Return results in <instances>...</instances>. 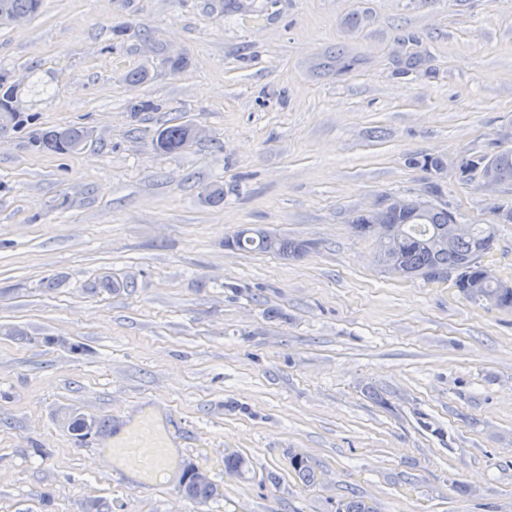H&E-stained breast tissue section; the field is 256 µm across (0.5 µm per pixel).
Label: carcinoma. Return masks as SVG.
Segmentation results:
<instances>
[{"label":"carcinoma","mask_w":512,"mask_h":512,"mask_svg":"<svg viewBox=\"0 0 512 512\" xmlns=\"http://www.w3.org/2000/svg\"><path fill=\"white\" fill-rule=\"evenodd\" d=\"M42 0H0L8 12L22 18L34 15ZM21 92L20 86L8 82L7 77L0 75V115H7L9 122H21L20 113L15 109ZM189 125L186 123L171 124L161 129L156 137V145L164 153H177L184 150L192 142L188 135ZM85 130L70 126L35 132L31 135L30 145L39 152L52 151L57 153L74 152L86 146ZM492 165L502 184H512V151L499 153L487 160L470 161L466 170L484 175L487 165ZM454 219L453 214L444 207L431 206L421 215L411 210L390 211L385 214V223L396 224L399 233L396 238L380 250L383 259L382 267L390 271L392 267H400L405 275L428 278L432 270H456L464 267L467 261L478 253L493 248L496 230L493 224H471L468 232L442 245L433 244V239L448 232V224ZM228 245L241 251L270 253L283 258L300 257L313 248V244L297 241L277 235L270 238L256 230L251 235H244L238 229ZM472 275L464 273L460 277L459 291L468 299L482 302L490 296L497 295L498 288L493 280H486L477 286L471 285ZM181 490L188 498L206 501L216 494L214 483L197 480L192 477H181Z\"/></svg>","instance_id":"obj_1"}]
</instances>
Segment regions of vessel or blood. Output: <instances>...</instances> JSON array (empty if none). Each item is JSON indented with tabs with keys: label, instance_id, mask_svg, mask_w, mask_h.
Wrapping results in <instances>:
<instances>
[{
	"label": "vessel or blood",
	"instance_id": "1",
	"mask_svg": "<svg viewBox=\"0 0 512 512\" xmlns=\"http://www.w3.org/2000/svg\"><path fill=\"white\" fill-rule=\"evenodd\" d=\"M171 435L146 411L122 436L107 440L103 451L113 473L135 474L142 487L157 485L173 464Z\"/></svg>",
	"mask_w": 512,
	"mask_h": 512
}]
</instances>
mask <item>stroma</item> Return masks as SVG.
<instances>
[{
    "instance_id": "stroma-1",
    "label": "stroma",
    "mask_w": 512,
    "mask_h": 512,
    "mask_svg": "<svg viewBox=\"0 0 512 512\" xmlns=\"http://www.w3.org/2000/svg\"><path fill=\"white\" fill-rule=\"evenodd\" d=\"M0 72L45 87L0 129V512H512V310L384 272L351 226L434 183L461 224L512 207L460 171L512 150V0H43ZM178 122L200 136L162 153ZM69 125L85 149L31 150ZM245 225L314 248L228 247ZM146 406L181 458L149 493L67 429ZM196 477L200 480L192 477H181V490L188 498L196 501H206L212 498L216 494V487L214 483L208 478L207 473L197 467L195 470Z\"/></svg>"
}]
</instances>
